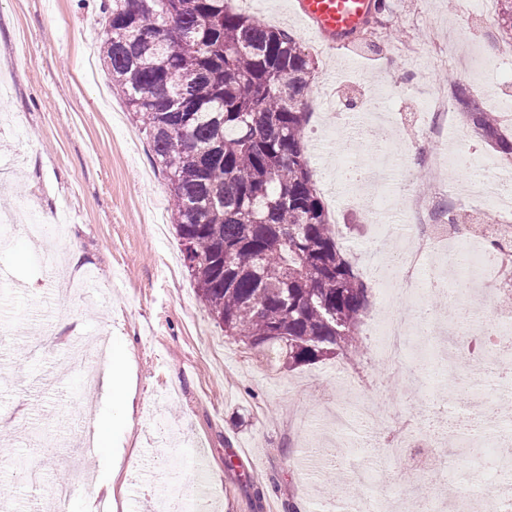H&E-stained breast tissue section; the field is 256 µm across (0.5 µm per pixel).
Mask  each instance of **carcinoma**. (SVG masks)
Returning <instances> with one entry per match:
<instances>
[{"label":"carcinoma","mask_w":512,"mask_h":512,"mask_svg":"<svg viewBox=\"0 0 512 512\" xmlns=\"http://www.w3.org/2000/svg\"><path fill=\"white\" fill-rule=\"evenodd\" d=\"M228 0H104L102 59L165 170L185 267L224 335L288 366L356 353L368 287L344 260L305 145L315 61ZM512 39V0H498ZM482 136H512L455 84Z\"/></svg>","instance_id":"obj_1"}]
</instances>
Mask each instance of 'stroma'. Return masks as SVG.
<instances>
[{
    "mask_svg": "<svg viewBox=\"0 0 512 512\" xmlns=\"http://www.w3.org/2000/svg\"><path fill=\"white\" fill-rule=\"evenodd\" d=\"M102 0H0V214L17 229L0 248V481L13 512H84L102 480L112 482V512H162L175 502L191 512L198 464L207 467L211 512H318L337 504L354 512L373 498L389 506L410 495L414 479L403 460L386 458L372 429L352 432L360 451L339 453L318 470L295 465L309 448L336 440L328 408L343 396L336 378L346 365L364 396L389 418L425 400L423 425L449 416L441 395L448 375L433 367L431 394L421 398L400 371L385 375L371 348L335 354L296 368L266 365L261 353L225 336L200 303L176 237L168 181L155 164L133 112L97 63L80 72L84 46H98ZM390 29L381 50H358L355 61L317 57L308 94V130H321L311 152L313 179L325 206L340 210L338 245L367 274L370 216L357 184L337 187L336 160H374L367 132L357 140L329 129L330 113L363 118L386 105L397 146L419 138L430 116L420 86L460 83L484 111L498 83L512 77V57L496 74L475 75L477 56L503 37L497 18L483 19L482 0H386ZM449 34L462 62L433 65L425 49ZM420 50L417 60L409 48ZM64 220L51 248L30 240L26 224ZM80 262H73V252ZM106 339L128 359L134 410L114 413L101 388L86 389L71 362L75 344ZM112 419V451L84 457V418ZM357 468L377 471L374 484L352 482ZM80 482L56 504V485Z\"/></svg>",
    "mask_w": 512,
    "mask_h": 512,
    "instance_id": "stroma-1",
    "label": "stroma"
}]
</instances>
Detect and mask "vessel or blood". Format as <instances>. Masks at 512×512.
<instances>
[{
  "label": "vessel or blood",
  "mask_w": 512,
  "mask_h": 512,
  "mask_svg": "<svg viewBox=\"0 0 512 512\" xmlns=\"http://www.w3.org/2000/svg\"><path fill=\"white\" fill-rule=\"evenodd\" d=\"M376 0H292L306 29L329 46L347 51L372 16Z\"/></svg>",
  "instance_id": "1"
}]
</instances>
